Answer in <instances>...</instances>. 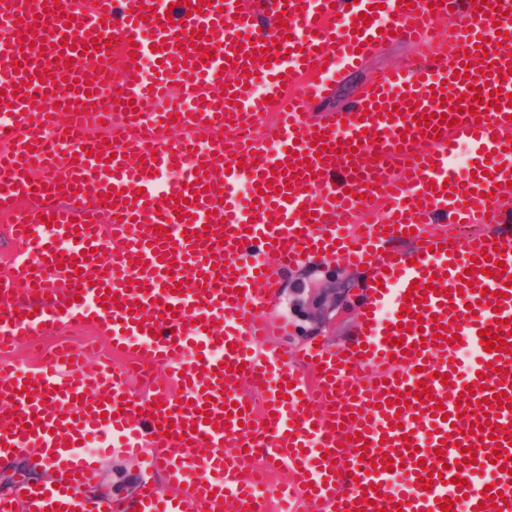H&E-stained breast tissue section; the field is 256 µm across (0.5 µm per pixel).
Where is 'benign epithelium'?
Listing matches in <instances>:
<instances>
[{
  "label": "benign epithelium",
  "mask_w": 512,
  "mask_h": 512,
  "mask_svg": "<svg viewBox=\"0 0 512 512\" xmlns=\"http://www.w3.org/2000/svg\"><path fill=\"white\" fill-rule=\"evenodd\" d=\"M355 275L343 268L303 266L291 276L289 318L303 336L331 332L354 314Z\"/></svg>",
  "instance_id": "obj_1"
}]
</instances>
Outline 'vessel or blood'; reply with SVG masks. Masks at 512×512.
Wrapping results in <instances>:
<instances>
[{
  "label": "vessel or blood",
  "mask_w": 512,
  "mask_h": 512,
  "mask_svg": "<svg viewBox=\"0 0 512 512\" xmlns=\"http://www.w3.org/2000/svg\"><path fill=\"white\" fill-rule=\"evenodd\" d=\"M394 41L410 64L314 111ZM0 106V214L24 247L0 352L92 320L116 356L92 376L67 349L0 362V447L62 472L0 512H103L81 498L94 436L151 449L178 489L142 485L125 512H266L275 462L296 474L282 501L319 512H512V410L486 404L512 398V346L479 336L512 321V0H0ZM322 249L369 276L353 345L308 347L305 374L260 350L255 310ZM132 356L163 381L130 391ZM249 448L267 465L243 475Z\"/></svg>",
  "instance_id": "1"
}]
</instances>
